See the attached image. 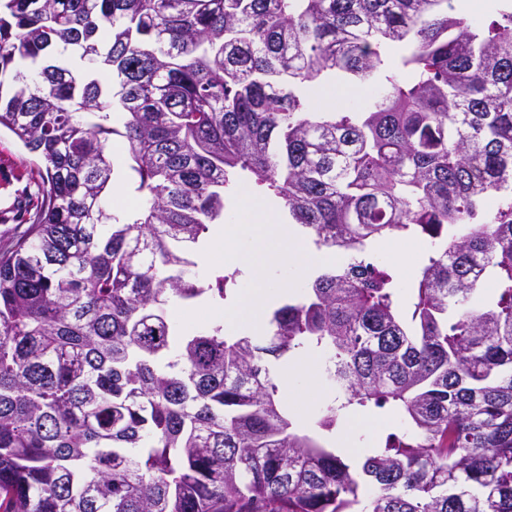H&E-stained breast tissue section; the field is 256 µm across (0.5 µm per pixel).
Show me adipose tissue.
<instances>
[{"instance_id":"ef3b65f1","label":"adipose tissue","mask_w":512,"mask_h":512,"mask_svg":"<svg viewBox=\"0 0 512 512\" xmlns=\"http://www.w3.org/2000/svg\"><path fill=\"white\" fill-rule=\"evenodd\" d=\"M207 253L223 254L225 262L243 268L246 286L238 306L224 316L230 335H260L265 330L267 306L294 284L309 279L315 267L335 264L332 255L310 259L304 243L279 221L278 206L255 201L249 194L238 199L233 221L216 225ZM316 370L310 356L283 372L288 401L296 412L317 396Z\"/></svg>"}]
</instances>
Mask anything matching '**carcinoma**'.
Segmentation results:
<instances>
[{"label":"carcinoma","mask_w":512,"mask_h":512,"mask_svg":"<svg viewBox=\"0 0 512 512\" xmlns=\"http://www.w3.org/2000/svg\"><path fill=\"white\" fill-rule=\"evenodd\" d=\"M343 79L376 93L308 111ZM2 127L47 186L0 249V512H512V0H0ZM243 185L346 262L261 336H179L238 284L193 269ZM388 235L427 240L407 287L359 269ZM310 352L306 433L272 363ZM373 408L403 429L356 470Z\"/></svg>","instance_id":"obj_1"}]
</instances>
